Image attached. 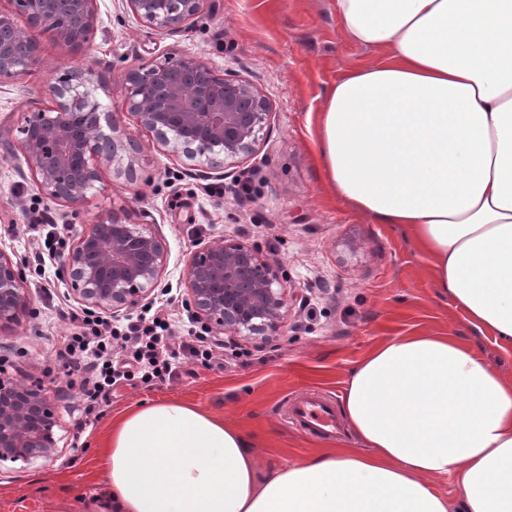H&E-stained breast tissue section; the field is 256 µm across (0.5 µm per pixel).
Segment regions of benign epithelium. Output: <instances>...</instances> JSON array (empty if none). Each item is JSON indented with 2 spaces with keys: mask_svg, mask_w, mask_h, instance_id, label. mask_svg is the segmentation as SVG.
I'll use <instances>...</instances> for the list:
<instances>
[{
  "mask_svg": "<svg viewBox=\"0 0 512 512\" xmlns=\"http://www.w3.org/2000/svg\"><path fill=\"white\" fill-rule=\"evenodd\" d=\"M135 18L168 34L194 21L204 0H126ZM33 27L73 48L88 42L98 26L97 0H33ZM36 44L11 11L0 9V80L15 79L38 62L14 50ZM128 113L168 151L198 167L238 163L251 156L270 116L268 99L247 81L229 78L193 56L175 65L152 61L122 76ZM95 73L76 70L49 85L54 107L31 113L21 148L28 168L46 194L73 206L83 203L100 179V166L118 154L128 158L125 176H136L138 145L112 113L102 109ZM167 262L161 238L121 217L89 225L66 257L70 286L93 309L128 312L157 287ZM196 316L237 336L275 333L287 299L280 267L254 245L221 237L195 251L185 265ZM17 263L0 251V322L27 306ZM56 418L30 386L0 378V461L46 458L56 448Z\"/></svg>",
  "mask_w": 512,
  "mask_h": 512,
  "instance_id": "7a95c632",
  "label": "benign epithelium"
}]
</instances>
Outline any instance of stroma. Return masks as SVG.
<instances>
[{
	"instance_id": "stroma-1",
	"label": "stroma",
	"mask_w": 512,
	"mask_h": 512,
	"mask_svg": "<svg viewBox=\"0 0 512 512\" xmlns=\"http://www.w3.org/2000/svg\"><path fill=\"white\" fill-rule=\"evenodd\" d=\"M94 38L74 51L32 30L40 59L16 79L0 81V251L17 261L26 308L0 324V377L41 389L55 411L57 447L47 458L0 462V512H92L106 482L96 464L109 422L139 404L183 400L224 417L255 445L264 468L282 467L327 448L293 430L288 400L315 391L339 399L350 368L381 342L401 334L453 333L479 349L504 375L512 358L481 335L431 285L428 262L395 224H377L330 193L308 131L328 85L343 71L375 62V51L344 41L335 0H205L185 30L161 34L131 13L126 0H98ZM192 55L251 82L271 104L254 154L216 169L188 165L157 146L128 114L121 77L155 58ZM91 68L108 86L101 104L139 145L137 177L116 173L125 158L100 168V180L76 207L50 199L28 169L20 129L29 113L53 105L48 87L69 70ZM38 207L65 238L118 212L158 234L167 266L149 304L189 302L182 277L195 250L222 236L257 246L285 274L288 308L268 338L230 336L212 327L216 363L182 365L178 377L129 381L87 421L78 388L69 386L57 352L68 310H83L70 291L63 258L36 275V240L26 226Z\"/></svg>"
}]
</instances>
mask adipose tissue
Instances as JSON below:
<instances>
[{"label":"adipose tissue","instance_id":"obj_1","mask_svg":"<svg viewBox=\"0 0 512 512\" xmlns=\"http://www.w3.org/2000/svg\"><path fill=\"white\" fill-rule=\"evenodd\" d=\"M379 51L316 116L328 185L429 256L438 296L512 357V0H335ZM359 441L261 471L223 417L178 400L112 423L102 512H512V379L449 334L393 337L351 368ZM452 478L455 498L435 484Z\"/></svg>","mask_w":512,"mask_h":512}]
</instances>
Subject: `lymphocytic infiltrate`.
<instances>
[{"mask_svg": "<svg viewBox=\"0 0 512 512\" xmlns=\"http://www.w3.org/2000/svg\"><path fill=\"white\" fill-rule=\"evenodd\" d=\"M70 320L71 329L62 339L61 354L70 368L89 372L81 381L89 414L120 382L162 381L171 377L183 360L194 359L206 368L213 360L210 349L204 346L205 332L195 330L192 321L176 322L161 305L128 319L119 332L111 320L90 311L71 313ZM178 327L183 328L187 339L173 350L169 342Z\"/></svg>", "mask_w": 512, "mask_h": 512, "instance_id": "lymphocytic-infiltrate-1", "label": "lymphocytic infiltrate"}]
</instances>
